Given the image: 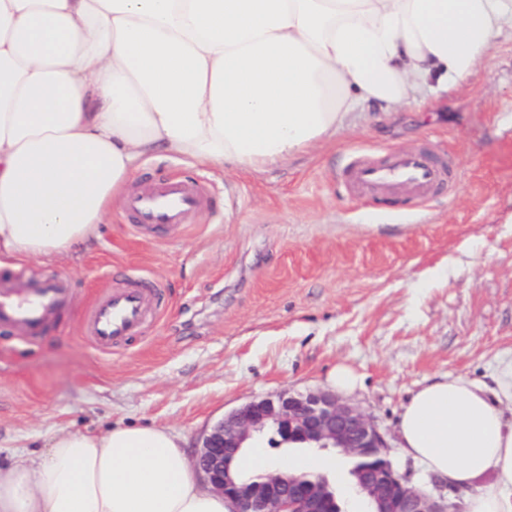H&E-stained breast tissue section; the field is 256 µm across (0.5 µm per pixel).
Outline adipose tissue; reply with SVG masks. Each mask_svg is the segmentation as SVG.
<instances>
[{
	"instance_id": "1",
	"label": "adipose tissue",
	"mask_w": 512,
	"mask_h": 512,
	"mask_svg": "<svg viewBox=\"0 0 512 512\" xmlns=\"http://www.w3.org/2000/svg\"><path fill=\"white\" fill-rule=\"evenodd\" d=\"M512 0H0V258L65 256L144 156L261 172L352 112L447 91ZM403 404L399 449L462 512H512V356ZM0 512H231L158 426L62 433L0 465Z\"/></svg>"
}]
</instances>
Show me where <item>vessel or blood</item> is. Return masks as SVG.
Returning <instances> with one entry per match:
<instances>
[{
	"instance_id": "vessel-or-blood-1",
	"label": "vessel or blood",
	"mask_w": 512,
	"mask_h": 512,
	"mask_svg": "<svg viewBox=\"0 0 512 512\" xmlns=\"http://www.w3.org/2000/svg\"><path fill=\"white\" fill-rule=\"evenodd\" d=\"M346 177L363 193L402 187L424 197L440 186L443 170L424 154L395 152L385 161L355 157ZM206 199L200 184L170 176L129 193L123 206L135 228L145 233L192 223ZM70 302L71 288L65 277L31 280L20 270L0 273V328L18 327L37 334ZM162 302L157 288L138 282L107 290L87 309L81 332L97 350L111 352L140 331Z\"/></svg>"
}]
</instances>
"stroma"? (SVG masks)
<instances>
[{"label": "stroma", "mask_w": 512, "mask_h": 512, "mask_svg": "<svg viewBox=\"0 0 512 512\" xmlns=\"http://www.w3.org/2000/svg\"><path fill=\"white\" fill-rule=\"evenodd\" d=\"M428 152L448 173L430 200L359 197V153ZM177 175L208 195L194 223L147 234L115 201L98 235L68 256L0 260L34 279L62 275L70 306L45 331L0 333V459L45 452L60 432L162 426L188 452L224 414L283 391L326 388L384 434L410 485L460 499L398 448L402 403L427 380L491 384L512 354V26L448 92L394 112L353 113L334 141L259 174L158 154L132 182ZM145 278L167 299L138 336L102 353L80 321L104 288Z\"/></svg>", "instance_id": "stroma-1"}]
</instances>
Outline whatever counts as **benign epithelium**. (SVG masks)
I'll return each instance as SVG.
<instances>
[{
  "mask_svg": "<svg viewBox=\"0 0 512 512\" xmlns=\"http://www.w3.org/2000/svg\"><path fill=\"white\" fill-rule=\"evenodd\" d=\"M271 431L281 444L334 449L343 456H383L387 444L361 411L326 392H281L225 415L203 437L195 469L232 505L233 512H340L323 475L271 473L245 477L233 468L245 443ZM367 512H448V501L417 489L388 462L363 469L355 486Z\"/></svg>",
  "mask_w": 512,
  "mask_h": 512,
  "instance_id": "7a95c632",
  "label": "benign epithelium"
}]
</instances>
